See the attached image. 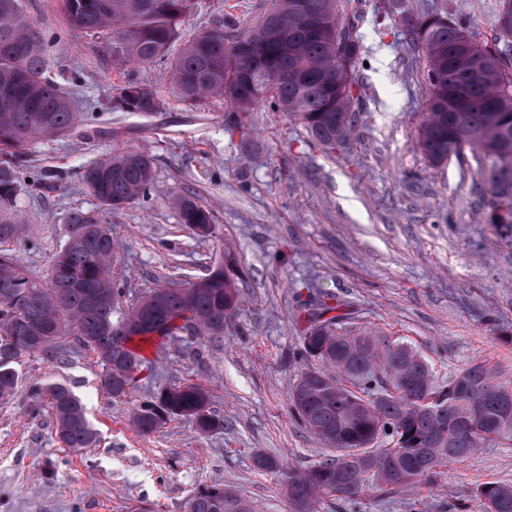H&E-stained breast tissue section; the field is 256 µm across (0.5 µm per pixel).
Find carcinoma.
<instances>
[{"label":"carcinoma","mask_w":512,"mask_h":512,"mask_svg":"<svg viewBox=\"0 0 512 512\" xmlns=\"http://www.w3.org/2000/svg\"><path fill=\"white\" fill-rule=\"evenodd\" d=\"M69 26L104 39L116 65L162 63L168 93L189 107L220 98L224 131L247 139L260 108L283 112L326 147L341 125L356 128L354 99L360 40L356 19L341 0H271L253 25L234 34L215 27L179 38L192 0H60ZM322 28L312 32L306 11ZM340 33L337 56L334 33ZM412 45L428 59L429 105L418 142L434 165L464 145L477 154L488 223L512 230V197L503 198L494 155L512 146V37L498 31L493 43L480 40L471 24L448 14L407 19ZM251 39V54L233 41ZM49 41L26 14L22 0H0V400L14 396L21 358L38 350L65 348L73 339L93 351L105 367L102 385L112 397L125 395L143 358L135 338L224 334L239 309L240 287L229 269L216 265L197 282H169L120 309L112 231L95 211L71 213L67 240L54 256L49 279L30 278L15 245L23 222L16 204L23 191L20 153L45 136H65L85 125L70 93L49 77ZM162 104L150 84L128 81L112 100L116 111L150 115ZM454 106L457 111L450 112ZM153 159L128 151L88 166L81 182L107 211L148 194ZM180 222L198 236L211 233L213 214L190 197L176 201ZM324 301L308 318L296 359L310 363L292 387L289 402L302 428L334 454L301 471L288 470L290 512H317L324 497L348 508L365 489L385 495L405 485L433 486L445 468L487 444L512 447V380H502L476 363L448 383H435L424 357L398 337L346 331ZM33 392L52 410L64 448H93L98 432L79 397L48 380ZM198 383L169 385L134 410L143 434L181 418L201 434L223 426ZM483 512H512V485L478 486ZM185 512H254L250 499L222 484L196 488Z\"/></svg>","instance_id":"1"}]
</instances>
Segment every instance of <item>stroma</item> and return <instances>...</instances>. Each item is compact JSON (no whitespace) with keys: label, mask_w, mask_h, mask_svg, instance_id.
<instances>
[{"label":"stroma","mask_w":512,"mask_h":512,"mask_svg":"<svg viewBox=\"0 0 512 512\" xmlns=\"http://www.w3.org/2000/svg\"><path fill=\"white\" fill-rule=\"evenodd\" d=\"M384 0H347L360 39V122L348 143L328 150L284 113L256 110L251 140L224 130V104L190 108L165 96L146 118L113 110L118 85L147 82L164 92L163 65L116 66L99 39L71 31L59 0H24L52 37L50 71L71 93L84 128L39 139L20 158L18 210L26 226L17 256L46 280L75 210L98 209L79 174L88 165L138 150L154 161L147 196L102 213L128 298L164 281L193 282L216 262L244 274L235 318L220 336L145 344V362L125 396L101 386L96 355L76 343L24 357L16 395L0 402V512H184L196 487L221 483L256 512H289L282 471L326 454L299 425L289 394L310 289L349 330L401 337L417 348L439 384L482 362L512 379V235L487 223L478 165L470 149L431 166L416 144L428 106L423 49L406 16L447 10L478 37L497 34L498 0H407L405 15L380 20ZM270 0H196L182 37L219 25L246 29ZM190 197L214 215L212 233L181 224L175 201ZM67 384L99 431L95 447H60L54 421L33 397L46 377ZM203 384L216 431L182 420L145 435L134 408L151 391ZM263 455L276 471L254 465ZM512 485V449L486 446L445 468L437 485L364 491L360 512H482L476 489Z\"/></svg>","instance_id":"obj_1"}]
</instances>
